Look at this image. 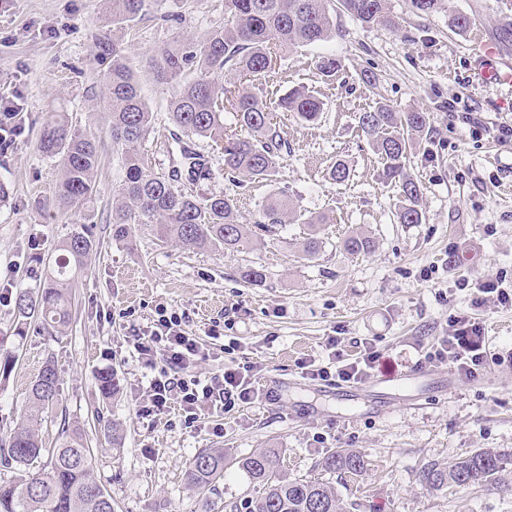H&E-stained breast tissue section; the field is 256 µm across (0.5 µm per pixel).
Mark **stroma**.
Here are the masks:
<instances>
[{"mask_svg":"<svg viewBox=\"0 0 512 512\" xmlns=\"http://www.w3.org/2000/svg\"><path fill=\"white\" fill-rule=\"evenodd\" d=\"M396 27L367 26L338 14L335 38L298 48L278 60L257 83L275 100L303 86L318 92L323 114L304 123L287 112L274 121L287 141L275 183L230 182L224 159L207 138H192L209 160L212 179L181 178L179 188L199 194L227 192L239 200L243 223H252L273 190L287 189L302 209L329 218L322 249L302 251V224L278 236H255L237 252L189 251L160 242L142 225L134 247L112 237V202L122 179L103 108L105 62L98 38L100 0H0V96L19 98L24 133L0 149V182L10 189L0 204V293L37 288L59 243L79 224L97 227L98 252L74 283L73 321L64 332L30 326L17 335L12 306L0 305V356L17 361L0 376V440L8 439L25 410L30 384L43 361L54 357L60 377V411L43 419L47 447L62 420L84 424L94 450L95 475L117 512H201L184 471L199 451L221 448L242 457L274 448L288 478H320L319 460L331 450L361 452L363 473L335 474L332 486L348 512H512V307L474 306L463 280L484 276L512 286V141L498 130L512 126V88L476 80L480 52L512 64V0H449L428 17L411 13L407 0H389ZM463 13L472 24H451ZM224 21V0H159L125 38L138 61L174 37L201 38ZM332 55L343 65L335 78L316 64ZM372 73L365 84L363 73ZM139 88L154 114L140 144L154 174H169L179 158L169 120L171 86L141 71ZM393 111L427 113L429 127L414 139L405 168L421 191V223L398 224L399 189L383 176V162L358 127L359 113L378 104ZM68 112L73 126L102 136V165L92 204L60 210L54 191L59 161L39 147V132L53 113ZM481 116L474 131L463 113ZM349 178L333 183L336 160ZM363 233L371 252L351 255L343 240ZM245 266L263 267L262 286L243 283ZM182 316L184 331L207 355L194 373L209 377L249 360L261 372L258 388L275 400L236 408L188 424L178 403L146 416V387L154 369L133 346L162 311ZM471 315L485 327L488 370L474 381L449 380L447 366L422 362L424 348L446 335L450 317ZM358 357L354 339L368 338L388 363L377 380L424 370L412 390L389 387L390 410H373L374 382L344 409L330 383L312 380L302 362L325 360L328 337ZM113 370L119 391L103 399L95 377ZM454 393H447V385ZM119 423L125 440L105 441L97 416ZM500 454L506 470L496 484L430 490L418 480L430 462L450 463L476 449Z\"/></svg>","mask_w":512,"mask_h":512,"instance_id":"1","label":"stroma"}]
</instances>
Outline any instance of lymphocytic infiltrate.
Returning a JSON list of instances; mask_svg holds the SVG:
<instances>
[{
  "label": "lymphocytic infiltrate",
  "mask_w": 512,
  "mask_h": 512,
  "mask_svg": "<svg viewBox=\"0 0 512 512\" xmlns=\"http://www.w3.org/2000/svg\"><path fill=\"white\" fill-rule=\"evenodd\" d=\"M178 314L161 316L156 330L138 337L135 348L147 365H159L160 370L149 382V396L153 411L167 409L171 401H178L189 417L195 418L211 408L230 410L255 404L260 393L255 388V363L244 361L227 367L209 381L189 376L201 358L196 340L181 328ZM361 357L350 361L336 353V337H329L333 353L327 364L309 362L302 369L311 379L332 382H359L379 370L382 353L368 339H361ZM425 360L448 364L465 380L479 377L486 368L487 348L482 322L468 316L453 317L448 335L439 337Z\"/></svg>",
  "instance_id": "1"
}]
</instances>
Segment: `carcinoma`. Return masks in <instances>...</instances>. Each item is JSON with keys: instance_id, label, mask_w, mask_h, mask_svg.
Wrapping results in <instances>:
<instances>
[{"instance_id": "1", "label": "carcinoma", "mask_w": 512, "mask_h": 512, "mask_svg": "<svg viewBox=\"0 0 512 512\" xmlns=\"http://www.w3.org/2000/svg\"><path fill=\"white\" fill-rule=\"evenodd\" d=\"M337 10L363 24L396 26L388 0H224V24L211 28L200 40L176 37L173 43L146 60L155 80L177 86L170 99L169 119L186 136L211 139L224 157L229 174L249 180L270 181L278 173L286 141L273 123V112L263 96L251 91L243 79L258 81L274 71L278 57L299 47L328 41L336 36L331 2ZM154 0H106L112 22V46L102 47L101 58L109 60L104 71V109L109 114L112 149L120 155L123 180L112 206V238L129 244L144 224L154 225L162 241H173L192 250H239L250 243L252 227L242 223L238 198L230 193L199 195L177 189L179 169L169 177L153 174L138 149L150 132L153 112L142 99L137 64L124 53L122 41L134 22L147 15ZM447 0H408L410 11L430 16L445 8ZM342 68L333 56L317 63L322 76L333 78ZM190 79H185L186 74ZM277 108L291 112L303 122L318 120L323 102L305 87L290 90L278 99ZM234 114L247 135L224 133V112ZM358 126L384 160L386 176L399 183L395 208L398 224H419L420 187L404 172L408 149L414 136L425 131L424 112L397 113L379 104L358 116ZM42 151L59 157L61 172L56 197L65 208H80L92 202L95 180L102 162L97 136L72 126L66 112H56L41 130ZM181 164L196 178L207 180L210 169L200 161L189 143L179 146ZM323 214H308L297 208L288 191L281 189L263 202L255 228L269 236L285 224H305L308 237L303 251L314 258L321 249L319 225ZM98 242L94 225L79 229L58 247L55 267L43 284L20 293L15 300L16 327L33 318L56 331L72 320V283L76 273L87 269ZM372 240L353 234L343 240L351 255L370 252ZM241 279L258 286L266 279L263 269L247 266ZM102 398L117 393L114 374L96 375ZM59 405V376L55 362L45 361L34 380L21 422L0 445V461L16 475L0 481V512H115L112 497L98 484L85 431L78 422H63L57 446H44L38 426L43 416ZM50 455V471L32 474L31 462L42 452ZM226 455L210 448L195 455L185 469L187 485L206 495L224 479ZM250 481L262 485L256 499L224 505L229 512H346L331 483L313 479L290 480L280 473V456L274 449H259L236 461ZM321 471L359 475L365 468L363 455L344 448L320 461ZM504 471L501 455L478 450L449 464L430 463L420 472L429 489L464 487L496 480Z\"/></svg>"}]
</instances>
